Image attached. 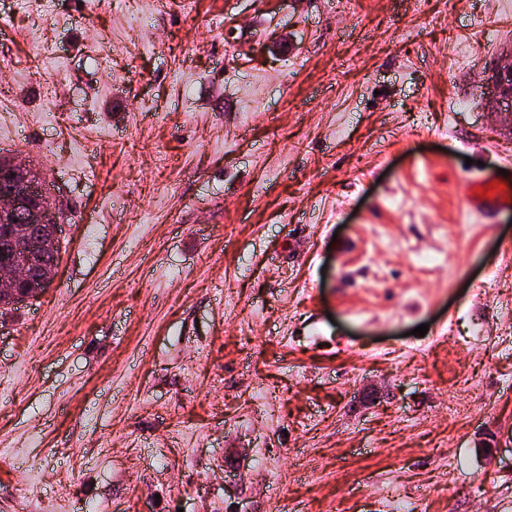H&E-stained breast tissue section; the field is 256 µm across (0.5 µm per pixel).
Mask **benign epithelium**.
<instances>
[{
  "label": "benign epithelium",
  "mask_w": 512,
  "mask_h": 512,
  "mask_svg": "<svg viewBox=\"0 0 512 512\" xmlns=\"http://www.w3.org/2000/svg\"><path fill=\"white\" fill-rule=\"evenodd\" d=\"M22 182L0 193V210L16 216L10 236L25 244L0 259V294L10 303L33 299L51 286L61 261L60 226L66 208L51 202V188L33 164L11 161Z\"/></svg>",
  "instance_id": "obj_1"
}]
</instances>
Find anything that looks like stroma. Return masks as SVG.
<instances>
[{"mask_svg":"<svg viewBox=\"0 0 512 512\" xmlns=\"http://www.w3.org/2000/svg\"><path fill=\"white\" fill-rule=\"evenodd\" d=\"M52 4L0 0V155L68 212L0 512H512V0ZM496 183L493 180H485L475 186L470 188L471 195L470 200L474 203L475 201H479L480 205L484 208L491 209L496 207H501L504 205L511 206L512 205V186L508 185L507 187L499 188V184L496 183L494 186V193L490 192V195L487 197H483V200H479L477 198V193H481L483 195L484 192H481L483 186H487L489 184Z\"/></svg>","mask_w":512,"mask_h":512,"instance_id":"obj_1","label":"stroma"}]
</instances>
